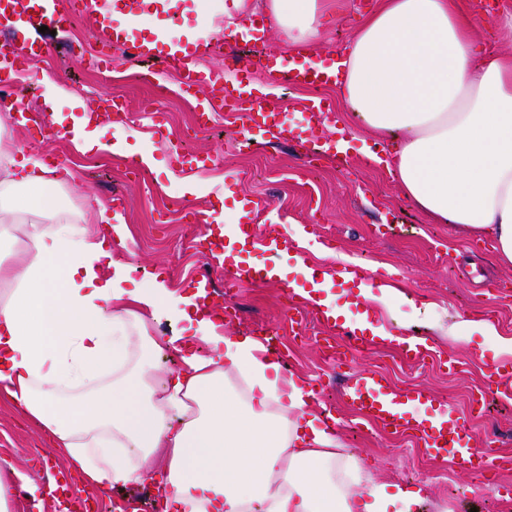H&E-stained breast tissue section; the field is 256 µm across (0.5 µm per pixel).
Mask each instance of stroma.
<instances>
[{"mask_svg":"<svg viewBox=\"0 0 512 512\" xmlns=\"http://www.w3.org/2000/svg\"><path fill=\"white\" fill-rule=\"evenodd\" d=\"M220 6L221 0H211L206 10L199 0H177L174 7L177 32L207 38L214 46L212 53L198 58V66L217 71L224 67L225 54L246 60L257 52L249 42L226 43ZM349 12L347 0H340L338 14L326 18V34L319 42L297 48L273 31L265 49L286 58L302 54L315 63L345 53L358 24ZM43 38L51 47L45 61L31 63L13 77L12 94L23 97L32 113L28 125L12 127L13 144L20 155L69 169L68 185L56 193L69 208L82 207L89 198L106 204L114 194L123 195L121 212L130 237L113 252L132 266L134 282L143 283L148 272L163 274L170 287L180 291L201 272L223 281V270L188 246L193 230L180 222L178 213L215 210L228 216L242 197L261 200L256 224L278 225L288 243L287 250L271 257L285 278L240 288L234 299L238 318L227 325V332L258 336L263 329H276L289 356L286 372L321 380L324 390L316 404L336 416V435L346 451L360 458L364 475L420 489L424 501L419 512H512V468L484 479L451 463L425 459L407 439L387 435L374 425H357L340 395L341 377L373 369L396 386L426 385L438 400L466 410L468 396L478 391L489 365L499 360V338L512 339V295L504 291L505 284H512V267L501 265L489 245L457 237L450 225L429 220L382 166L368 159L374 145L370 133L356 131L349 143L351 162L344 167L331 158L306 165L298 150L276 142L246 154L235 147L231 118L219 117L211 131L198 134L190 107L173 94L160 96V87L176 89L173 73L153 76L144 64L128 75L125 58L119 55L111 76L100 77L93 93L76 94V86L88 80L90 66L87 57L68 55L65 47L76 39L86 47L96 46L91 18L77 17L67 29L44 33ZM254 80L258 103L296 121L313 96L308 89L274 86L261 71L255 72ZM113 96L125 103L118 139L154 159L142 178L132 174L124 153L109 148L98 151V163L82 166V153L65 133V119ZM149 100L157 112L152 119L142 115ZM160 128L189 133L188 147L217 155V165L202 175L178 169L159 143ZM189 181L197 183L196 194H184ZM300 256L329 274L341 263L353 262L363 266L376 284L397 283L400 293L389 303L365 302L369 319L426 337L433 352L459 359L457 373L443 372L432 360L421 366L406 363L397 358L392 345L346 359L341 366L326 360L312 337L327 336V329L310 316L303 335L297 336L288 323L284 288L287 282L301 281L296 267ZM484 317L493 319L497 335L470 329L471 320ZM473 427L478 443L492 438L497 447L512 454V401L492 399L487 419ZM37 449L56 468H64V460L38 427L0 402V469L14 468L26 493L25 499L13 501L11 512H53L50 501L43 498L50 475L39 470L33 455Z\"/></svg>","mask_w":512,"mask_h":512,"instance_id":"1","label":"stroma"}]
</instances>
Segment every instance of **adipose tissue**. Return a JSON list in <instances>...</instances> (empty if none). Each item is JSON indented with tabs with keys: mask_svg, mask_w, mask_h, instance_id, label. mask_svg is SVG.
<instances>
[{
	"mask_svg": "<svg viewBox=\"0 0 512 512\" xmlns=\"http://www.w3.org/2000/svg\"><path fill=\"white\" fill-rule=\"evenodd\" d=\"M332 0H264L298 46ZM341 66L343 100L392 154L405 195L456 234L487 239L512 266V55L486 49L456 0H380ZM0 121V398L34 420L86 484L156 475L165 512H417L419 491L360 486L303 378L254 336L229 335L163 275L129 287L112 251L122 213L63 212L65 184L5 149ZM110 225L111 236L99 225ZM176 323L153 333L159 317ZM175 354L178 369L162 370Z\"/></svg>",
	"mask_w": 512,
	"mask_h": 512,
	"instance_id": "adipose-tissue-1",
	"label": "adipose tissue"
}]
</instances>
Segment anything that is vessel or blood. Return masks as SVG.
<instances>
[{
    "label": "vessel or blood",
    "instance_id": "b4317fda",
    "mask_svg": "<svg viewBox=\"0 0 512 512\" xmlns=\"http://www.w3.org/2000/svg\"><path fill=\"white\" fill-rule=\"evenodd\" d=\"M126 22L114 17L113 0H0V74L17 71L25 62L48 54L46 43L30 38L23 47H16L13 38L19 28L31 30L41 26L63 28L73 14L80 13L93 19L97 41L101 47H121L138 60L157 62L165 71H173L181 78L182 92L198 93L201 116L213 119L215 106L224 107L240 123L242 144L276 140L295 146L307 160L325 155L344 161L348 157L347 136L333 138L321 131L324 101L309 99L301 122L293 123L287 114L258 107L253 97L250 69H241L239 75L223 81L216 80L211 71L201 69L195 60L183 52V42L168 32L157 33L154 39L135 35L132 20L149 12L164 11L168 0H122ZM264 69L278 76L293 87L312 90L332 87L339 79L335 69L317 66L304 58L284 61L267 55ZM260 203L244 198V216L241 224L226 230L224 221L216 215L200 217L202 231L198 247L213 266L224 268V285H217L209 275L191 280L190 286L198 292V300L208 312L224 314V291L238 284H262L274 280L273 266L264 258L266 252L278 251L282 242L276 225L268 224L256 229L253 214ZM252 256L250 262L240 259L241 253ZM319 320L332 324L338 336L347 338L352 354L370 353L385 343L384 338L370 332L350 328L340 320L332 319L329 308L317 310ZM393 339L399 340L405 356L412 361L426 360L430 346L419 336H404L399 329H392ZM488 389L499 398L512 400V360L496 363L490 375ZM343 395L355 416L367 424L380 426L386 434L412 437L421 453L432 457H445L463 471L484 476L500 466L501 452L492 444L475 446L466 415L448 404H438L427 387L393 386L379 372L364 370L345 382ZM436 408L437 416L419 420L415 409ZM53 502L55 512H93L90 502L69 494L66 474H53Z\"/></svg>",
    "mask_w": 512,
    "mask_h": 512
}]
</instances>
